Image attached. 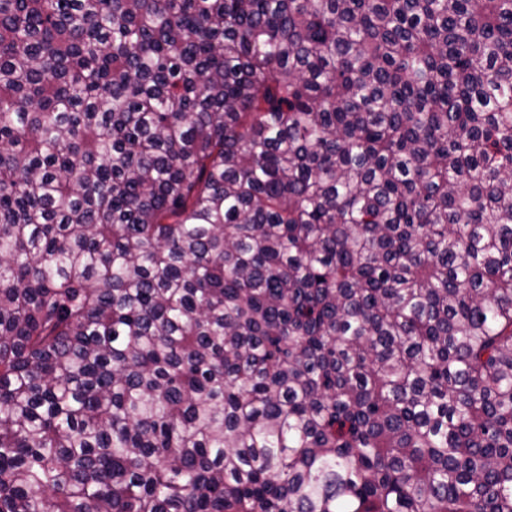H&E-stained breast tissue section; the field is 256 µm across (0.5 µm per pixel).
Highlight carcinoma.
<instances>
[{
  "label": "carcinoma",
  "instance_id": "1",
  "mask_svg": "<svg viewBox=\"0 0 512 512\" xmlns=\"http://www.w3.org/2000/svg\"><path fill=\"white\" fill-rule=\"evenodd\" d=\"M0 512H512V0H0Z\"/></svg>",
  "mask_w": 512,
  "mask_h": 512
}]
</instances>
